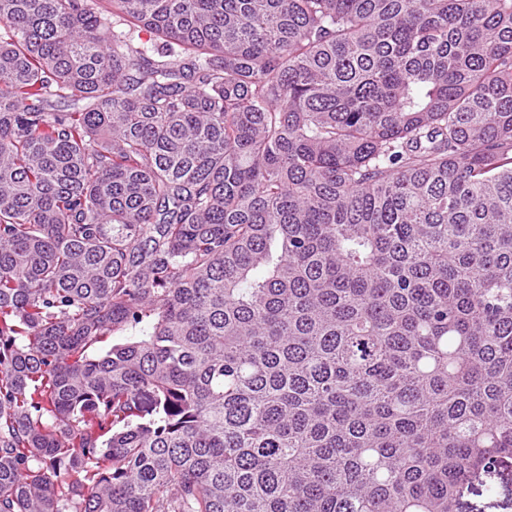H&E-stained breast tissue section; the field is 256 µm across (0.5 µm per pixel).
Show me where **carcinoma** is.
I'll return each instance as SVG.
<instances>
[{"label": "carcinoma", "mask_w": 512, "mask_h": 512, "mask_svg": "<svg viewBox=\"0 0 512 512\" xmlns=\"http://www.w3.org/2000/svg\"><path fill=\"white\" fill-rule=\"evenodd\" d=\"M511 474L512 0H0V512Z\"/></svg>", "instance_id": "cac0c4a2"}]
</instances>
